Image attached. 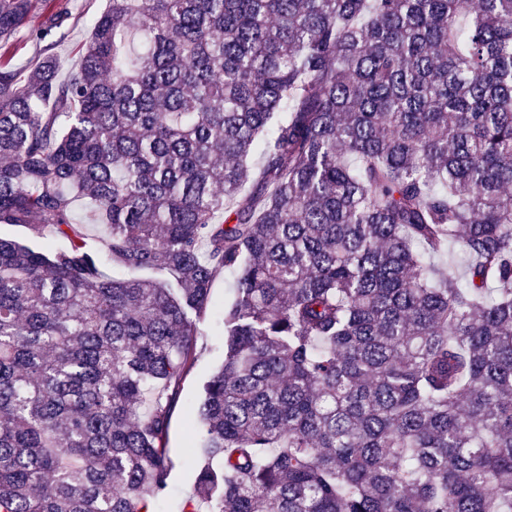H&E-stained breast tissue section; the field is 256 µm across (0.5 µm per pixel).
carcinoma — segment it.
Segmentation results:
<instances>
[{
  "label": "carcinoma",
  "instance_id": "carcinoma-1",
  "mask_svg": "<svg viewBox=\"0 0 512 512\" xmlns=\"http://www.w3.org/2000/svg\"><path fill=\"white\" fill-rule=\"evenodd\" d=\"M0 0V512H512V0ZM93 209L75 217V201ZM105 231L88 244L85 226ZM456 245V275L431 258ZM105 7L106 0H52L50 8L37 10L35 17L21 32L14 55V66L25 70L37 61L40 44L34 38L36 31L41 27L45 16L51 12L64 11L71 14L72 18L64 30L65 36L56 44L53 52L61 62V77L68 76L79 63L76 48L86 39L93 15ZM230 279L228 273L218 276L210 293L208 309L198 323L200 336L195 363L181 383L166 440L168 455L174 463L170 477L171 492L166 500L156 504V512L179 511L183 501L193 492L194 475L187 460L186 404L199 398L203 384L224 361V336L213 310L224 309V304L231 301Z\"/></svg>",
  "mask_w": 512,
  "mask_h": 512
}]
</instances>
